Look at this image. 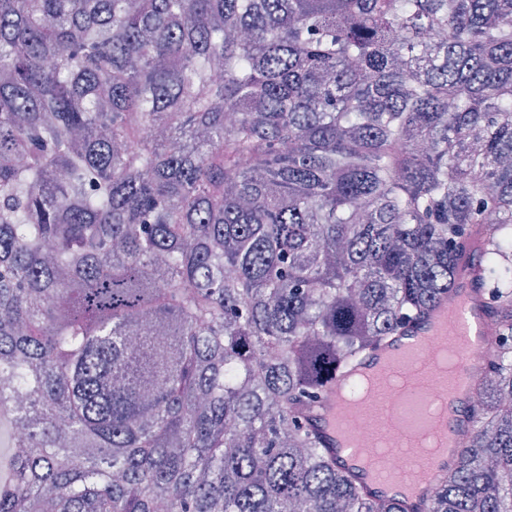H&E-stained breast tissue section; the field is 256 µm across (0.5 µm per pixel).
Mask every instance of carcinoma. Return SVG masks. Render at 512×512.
<instances>
[{
  "instance_id": "cac0c4a2",
  "label": "carcinoma",
  "mask_w": 512,
  "mask_h": 512,
  "mask_svg": "<svg viewBox=\"0 0 512 512\" xmlns=\"http://www.w3.org/2000/svg\"><path fill=\"white\" fill-rule=\"evenodd\" d=\"M474 226L423 512H512V0H0V512H404L304 413Z\"/></svg>"
}]
</instances>
